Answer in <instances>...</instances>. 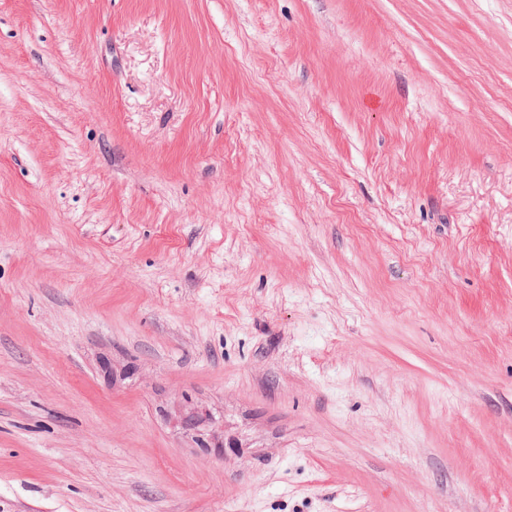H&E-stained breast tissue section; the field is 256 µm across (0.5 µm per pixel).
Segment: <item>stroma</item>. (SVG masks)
I'll return each mask as SVG.
<instances>
[{"label":"stroma","mask_w":512,"mask_h":512,"mask_svg":"<svg viewBox=\"0 0 512 512\" xmlns=\"http://www.w3.org/2000/svg\"><path fill=\"white\" fill-rule=\"evenodd\" d=\"M0 512H512V0H0Z\"/></svg>","instance_id":"35a3bbf8"}]
</instances>
